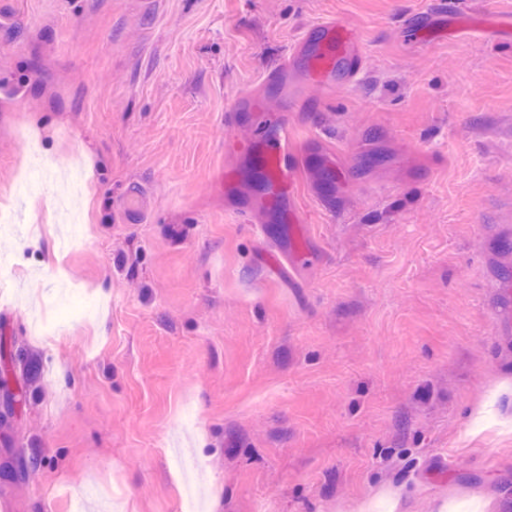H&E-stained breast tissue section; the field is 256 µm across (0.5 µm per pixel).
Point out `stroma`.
Returning a JSON list of instances; mask_svg holds the SVG:
<instances>
[{
	"mask_svg": "<svg viewBox=\"0 0 512 512\" xmlns=\"http://www.w3.org/2000/svg\"><path fill=\"white\" fill-rule=\"evenodd\" d=\"M431 2L0 0L8 512H512V0L407 27ZM336 17L364 64L329 94L281 64ZM283 122L273 210L224 143Z\"/></svg>",
	"mask_w": 512,
	"mask_h": 512,
	"instance_id": "stroma-1",
	"label": "stroma"
}]
</instances>
